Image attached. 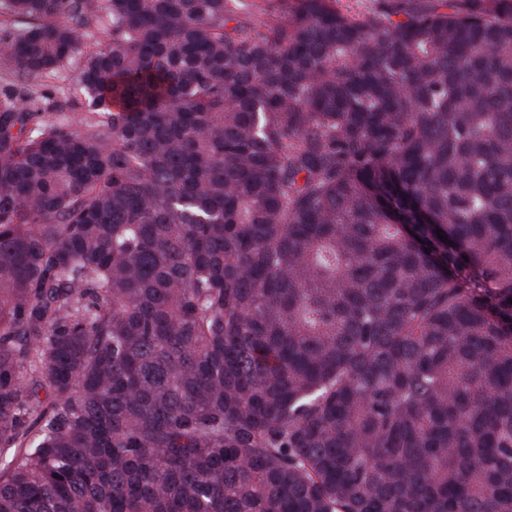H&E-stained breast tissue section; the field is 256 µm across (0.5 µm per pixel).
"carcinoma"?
Segmentation results:
<instances>
[{
  "label": "carcinoma",
  "instance_id": "obj_1",
  "mask_svg": "<svg viewBox=\"0 0 512 512\" xmlns=\"http://www.w3.org/2000/svg\"><path fill=\"white\" fill-rule=\"evenodd\" d=\"M9 4L0 512H512V0ZM106 26L93 27L91 36L83 43L77 53L63 68L45 82L41 118L43 121H56L71 118L88 112L84 107V92L78 82L80 70L84 62V53L90 46H98L109 39Z\"/></svg>",
  "mask_w": 512,
  "mask_h": 512
}]
</instances>
